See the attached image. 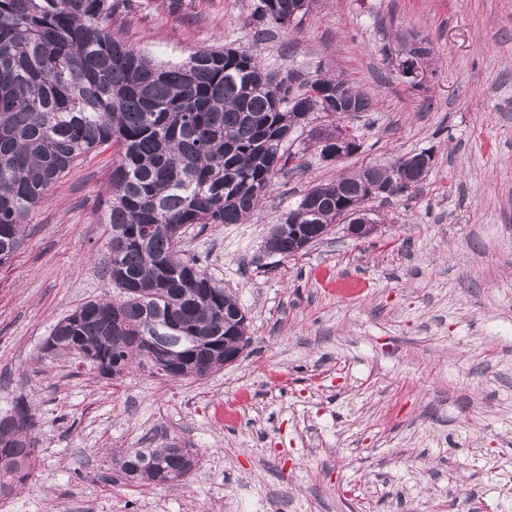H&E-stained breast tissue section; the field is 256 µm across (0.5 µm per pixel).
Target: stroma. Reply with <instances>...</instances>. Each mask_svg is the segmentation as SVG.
Instances as JSON below:
<instances>
[{
    "instance_id": "stroma-1",
    "label": "stroma",
    "mask_w": 512,
    "mask_h": 512,
    "mask_svg": "<svg viewBox=\"0 0 512 512\" xmlns=\"http://www.w3.org/2000/svg\"><path fill=\"white\" fill-rule=\"evenodd\" d=\"M259 0H127L117 36L153 59L257 52L265 67L339 75L373 100L348 118L360 148L324 160L312 115L293 135L308 168L278 175L242 224H195L180 246L236 294L250 344L201 378L103 376L47 355L54 325L111 296L100 221L115 145L80 158L0 266V416L29 405L35 448L0 512H512V0H314L256 36ZM426 39L423 86L391 58ZM431 152L416 194L369 203L365 239L334 225L298 255L266 238L314 185ZM187 480L112 481V456L165 439Z\"/></svg>"
}]
</instances>
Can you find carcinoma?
<instances>
[{
    "instance_id": "1",
    "label": "carcinoma",
    "mask_w": 512,
    "mask_h": 512,
    "mask_svg": "<svg viewBox=\"0 0 512 512\" xmlns=\"http://www.w3.org/2000/svg\"><path fill=\"white\" fill-rule=\"evenodd\" d=\"M260 0L265 27L286 28L313 0ZM123 0H0V265L24 242V224L78 158L119 148L103 223L112 233L106 270L113 297L84 303L51 332L57 352L79 343L101 374L136 362L200 378L224 366V352L248 346L245 314L193 259L180 257L191 224H241L278 173L304 166L286 147L306 115L368 112L372 100L345 79L319 75L294 87L248 50L198 49L179 65L157 63L112 33ZM402 158L370 176L387 200L425 180ZM358 170L313 187L276 225L265 249L283 258L317 242L363 198ZM181 325L172 331L170 323ZM147 332L150 349L133 346ZM24 405L0 418V477L34 459ZM124 479L155 486L185 479L194 453L175 441L129 448L116 460Z\"/></svg>"
}]
</instances>
